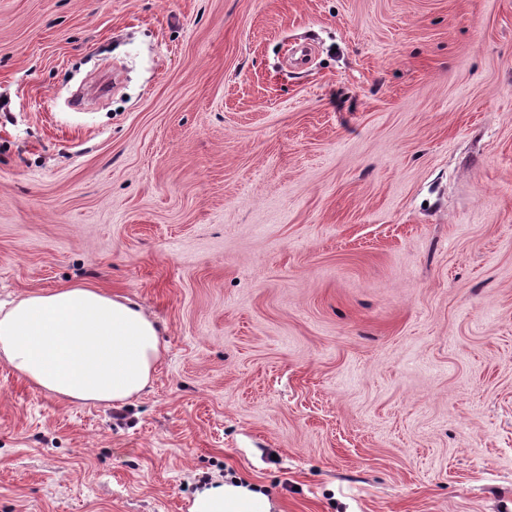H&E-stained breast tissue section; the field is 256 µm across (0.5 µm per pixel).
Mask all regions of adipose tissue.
Masks as SVG:
<instances>
[{"label": "adipose tissue", "mask_w": 512, "mask_h": 512, "mask_svg": "<svg viewBox=\"0 0 512 512\" xmlns=\"http://www.w3.org/2000/svg\"><path fill=\"white\" fill-rule=\"evenodd\" d=\"M163 351L145 308L90 285H63L0 306V361L63 401L126 404L148 387ZM190 512H271V503L226 483L197 491Z\"/></svg>", "instance_id": "1"}]
</instances>
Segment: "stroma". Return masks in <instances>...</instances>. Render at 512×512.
Wrapping results in <instances>:
<instances>
[{
	"label": "stroma",
	"instance_id": "1",
	"mask_svg": "<svg viewBox=\"0 0 512 512\" xmlns=\"http://www.w3.org/2000/svg\"><path fill=\"white\" fill-rule=\"evenodd\" d=\"M166 348L0 363V512H512V0H0V301ZM156 320L138 303L86 284L0 306V361L38 389L84 405H123L163 357ZM271 503L246 486L224 483L197 491L190 512H270Z\"/></svg>",
	"mask_w": 512,
	"mask_h": 512
}]
</instances>
